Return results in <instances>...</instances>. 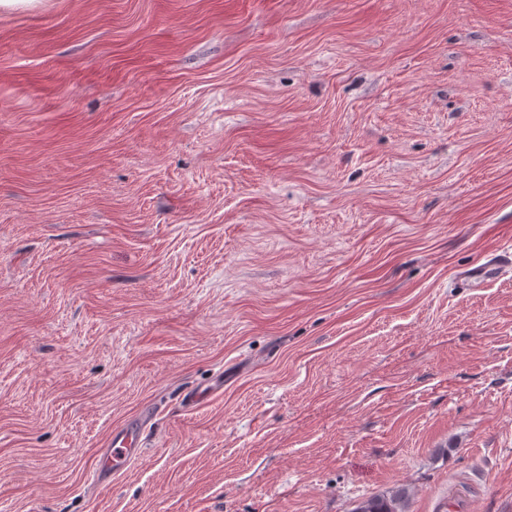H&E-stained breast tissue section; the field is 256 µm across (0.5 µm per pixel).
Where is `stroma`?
<instances>
[{
  "mask_svg": "<svg viewBox=\"0 0 512 512\" xmlns=\"http://www.w3.org/2000/svg\"><path fill=\"white\" fill-rule=\"evenodd\" d=\"M494 252L512 0L0 7V512H512ZM140 435V428L137 425L128 426L112 433L110 457L115 464L101 466L98 469V476L103 481H112V476L116 473L115 466L119 467L125 460H130L138 455ZM408 499L406 488H396L386 495L363 498L352 512H408Z\"/></svg>",
  "mask_w": 512,
  "mask_h": 512,
  "instance_id": "1",
  "label": "stroma"
}]
</instances>
